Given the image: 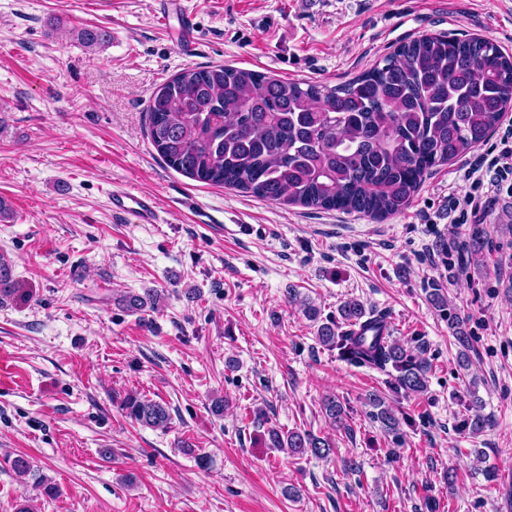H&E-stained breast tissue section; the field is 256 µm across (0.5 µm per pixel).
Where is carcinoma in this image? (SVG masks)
<instances>
[{
	"mask_svg": "<svg viewBox=\"0 0 512 512\" xmlns=\"http://www.w3.org/2000/svg\"><path fill=\"white\" fill-rule=\"evenodd\" d=\"M510 109L512 57L488 38L439 32L401 43L334 86L224 65L184 69L152 92L148 136L163 161L193 181L383 220L410 206L433 168L486 142ZM159 301L157 289L145 288L123 306L141 311ZM340 314L350 327L382 316L356 300ZM316 339L352 364L392 368L408 394L427 390L432 365L390 336L360 343L329 322ZM368 404L383 430L398 435L399 418L383 398L371 393ZM120 406L142 425L165 429L171 421L168 406L133 393ZM488 425L476 398L464 426L478 435ZM268 435L271 447L295 458L331 451L312 433Z\"/></svg>",
	"mask_w": 512,
	"mask_h": 512,
	"instance_id": "obj_1",
	"label": "carcinoma"
}]
</instances>
